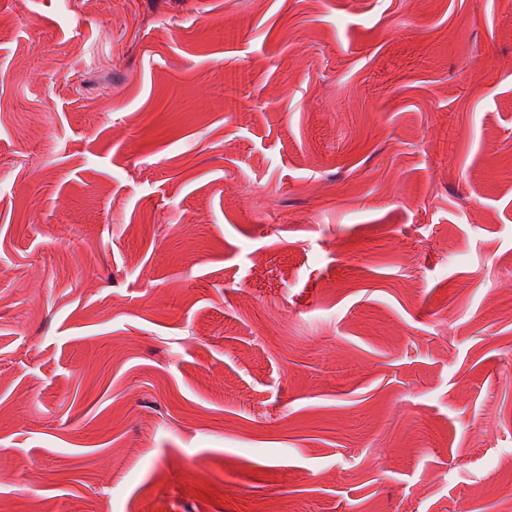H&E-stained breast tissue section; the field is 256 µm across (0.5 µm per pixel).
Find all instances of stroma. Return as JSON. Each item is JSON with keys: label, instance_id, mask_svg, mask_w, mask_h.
Listing matches in <instances>:
<instances>
[{"label": "stroma", "instance_id": "obj_1", "mask_svg": "<svg viewBox=\"0 0 512 512\" xmlns=\"http://www.w3.org/2000/svg\"><path fill=\"white\" fill-rule=\"evenodd\" d=\"M512 0H0V512H502Z\"/></svg>", "mask_w": 512, "mask_h": 512}]
</instances>
